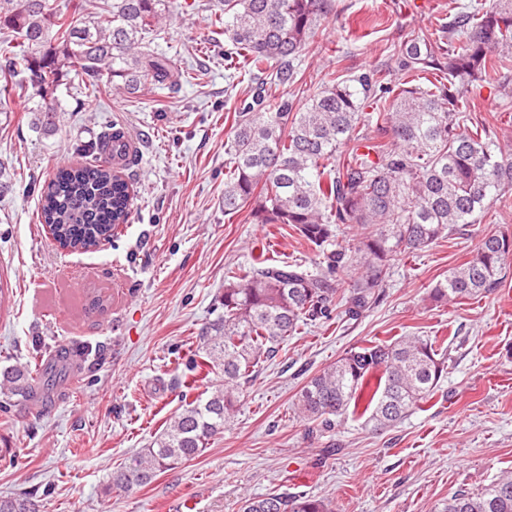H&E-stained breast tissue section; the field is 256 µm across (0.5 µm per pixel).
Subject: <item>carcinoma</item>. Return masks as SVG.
<instances>
[{
    "label": "carcinoma",
    "mask_w": 512,
    "mask_h": 512,
    "mask_svg": "<svg viewBox=\"0 0 512 512\" xmlns=\"http://www.w3.org/2000/svg\"><path fill=\"white\" fill-rule=\"evenodd\" d=\"M172 0H93L71 19L69 0H0V96L17 87L14 66L29 76L24 88L38 99L47 131L56 128L54 94L70 77L98 92L113 85L128 95L146 81L179 86L184 72L169 57L142 49ZM332 10L330 0H224L211 25L235 55L259 75L233 113L227 143L224 214L251 205L256 224H286L319 253L324 271L301 263L273 264L261 253L224 276V314L199 338L192 369L220 371L224 383L185 404L150 447L112 474L109 490L128 492L159 473L199 456L224 432L239 390L262 358H269L301 326L327 319L333 301L353 317L380 302L399 256L424 251L489 214L512 191V160L504 157L485 123L460 131L459 102L479 81L506 93L498 76L512 68V0L468 6L441 28L440 39L415 37L393 53L402 75H437L429 85L390 86L380 73L329 80L300 108L269 88L300 80L309 39ZM395 93L387 112L365 108ZM112 158H100L104 139ZM82 145L86 161L58 169L41 194V218L73 250L109 241L129 221V182L115 166L128 160L125 132ZM361 235L335 247L341 227ZM512 260V235L483 239L474 255L448 271L429 291L435 303H460L500 286ZM61 352L40 364L0 373V408L13 398L35 400L68 372ZM447 358L424 336L354 347L313 376L297 393L298 417L329 427L347 413L374 430L394 426L423 409L447 374ZM0 512H38L27 494L0 498ZM241 512H335L332 501L306 492L244 498ZM444 512H512V471L483 488L459 490Z\"/></svg>",
    "instance_id": "carcinoma-1"
}]
</instances>
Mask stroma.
Returning a JSON list of instances; mask_svg holds the SVG:
<instances>
[{
	"label": "stroma",
	"mask_w": 512,
	"mask_h": 512,
	"mask_svg": "<svg viewBox=\"0 0 512 512\" xmlns=\"http://www.w3.org/2000/svg\"><path fill=\"white\" fill-rule=\"evenodd\" d=\"M469 0H331L312 35L302 105L333 74L393 68L407 39L435 32ZM222 0H175L151 50L196 70L178 89L146 83L128 97L106 87L76 102L59 91L57 129L45 133L27 95L0 112V370L29 364L37 350H99L56 383L44 401L0 409V496L34 494L41 512H238L273 491L331 500L336 512H442L458 490L512 471V263L495 292L460 304L427 297L481 240L512 232V209L402 255L382 301L358 318L334 308L301 327L275 357L261 359L235 414L195 459L149 484L109 493L113 471L181 411L196 337L222 311L224 272L263 253L315 267L314 247L291 227L224 214L225 145L231 115L253 76L229 72L227 40L207 20ZM462 129L495 122L512 153V96L470 86ZM123 128L133 156L128 224L96 249L66 251L38 220L40 192L59 166L81 162L77 145ZM404 335L438 337L448 374L425 408L379 432L345 415L313 431L294 412L296 393L351 348Z\"/></svg>",
	"instance_id": "stroma-1"
}]
</instances>
